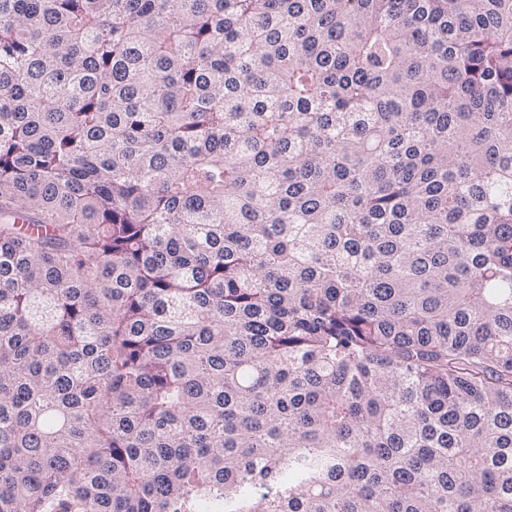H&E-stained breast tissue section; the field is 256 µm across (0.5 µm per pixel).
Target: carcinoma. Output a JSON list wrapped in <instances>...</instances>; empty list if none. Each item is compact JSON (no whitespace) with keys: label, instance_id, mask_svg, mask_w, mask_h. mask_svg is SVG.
I'll return each mask as SVG.
<instances>
[{"label":"carcinoma","instance_id":"cac0c4a2","mask_svg":"<svg viewBox=\"0 0 512 512\" xmlns=\"http://www.w3.org/2000/svg\"><path fill=\"white\" fill-rule=\"evenodd\" d=\"M512 512V0H0V512Z\"/></svg>","mask_w":512,"mask_h":512}]
</instances>
